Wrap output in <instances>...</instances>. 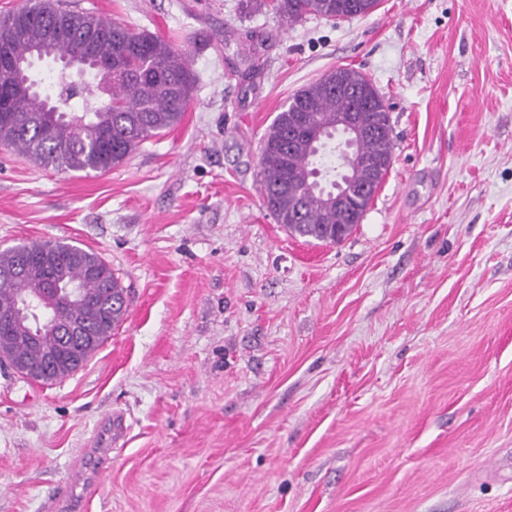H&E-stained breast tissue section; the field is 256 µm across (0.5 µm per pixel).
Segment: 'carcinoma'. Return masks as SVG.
Listing matches in <instances>:
<instances>
[{"label":"carcinoma","instance_id":"cac0c4a2","mask_svg":"<svg viewBox=\"0 0 512 512\" xmlns=\"http://www.w3.org/2000/svg\"><path fill=\"white\" fill-rule=\"evenodd\" d=\"M56 12L43 14V0H26L24 7L32 18L10 37L8 52L14 60L26 62L34 51L44 47L48 26L65 24L68 14L80 15L111 40L106 48L120 58L112 76L104 75L95 87L84 88L80 113L68 100L55 99L60 109L50 129L41 124L48 116V96L32 92L17 102L18 111L9 119L0 118V146L22 153L40 168L74 172H106L123 164L144 141L177 125L186 111L195 84L187 55L151 32L137 31L121 22L92 12L71 10L54 0ZM380 0H273L272 10L287 25L308 15L328 21L342 16L361 17L374 12ZM80 39L77 30H64L50 51L61 58L74 54L72 40ZM340 82L346 91L336 93L335 84L325 77L299 89L269 126L260 148L259 184L264 204L277 223L291 233L319 242L343 241L352 225L363 218L373 194L353 198L347 211L327 210L320 196L328 185L307 178L310 164L307 135L319 127L335 123L338 112L355 110L369 116L376 133L361 140L356 155L385 165L393 157L389 112L372 83L353 69L339 68ZM108 87L112 104L101 105L99 97ZM299 116L303 133L288 136L293 117ZM357 166L356 160L339 155L325 159L322 170L328 175L338 168ZM25 265L22 278L0 284V353L12 355L29 367L42 366L45 352H59L57 361L47 368L43 382L60 381L78 370L108 340L127 311V293L112 269L97 254L64 242L25 241L0 250V270ZM68 289L54 304L55 326L38 340L26 318L5 314L3 309L37 288ZM75 318L82 319L86 335L93 340L63 342L64 328Z\"/></svg>","mask_w":512,"mask_h":512}]
</instances>
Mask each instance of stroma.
<instances>
[{
	"label": "stroma",
	"instance_id": "35a3bbf8",
	"mask_svg": "<svg viewBox=\"0 0 512 512\" xmlns=\"http://www.w3.org/2000/svg\"><path fill=\"white\" fill-rule=\"evenodd\" d=\"M186 52L181 122L104 174L0 147V250L97 253L123 322L54 384L0 366V512H512V0H382L287 27L262 0H69ZM346 67L392 166L340 243L263 204L260 146ZM77 488H80V496L82 500L86 501L88 494L91 493V489H93V486L89 484L86 476L82 472L77 481L65 482L64 486L58 488L55 493V501L57 503H65L74 500Z\"/></svg>",
	"mask_w": 512,
	"mask_h": 512
}]
</instances>
